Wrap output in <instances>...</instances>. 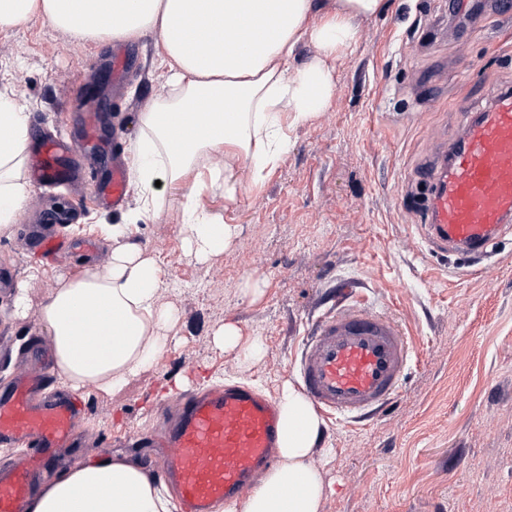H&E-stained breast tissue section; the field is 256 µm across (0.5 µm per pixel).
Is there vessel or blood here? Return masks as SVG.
<instances>
[{"instance_id":"obj_1","label":"vessel or blood","mask_w":512,"mask_h":512,"mask_svg":"<svg viewBox=\"0 0 512 512\" xmlns=\"http://www.w3.org/2000/svg\"><path fill=\"white\" fill-rule=\"evenodd\" d=\"M34 184L89 183L95 198L120 208L127 179L120 165L87 179L67 144L50 139L29 155ZM432 196L422 235L443 254H487L512 231V92H499L469 118L451 144L448 162L433 166ZM35 248L53 258L68 243L50 224L29 227ZM413 347L391 314L342 304L315 322L298 360L302 390L322 414L340 421L389 404L400 392ZM79 399L51 391L46 374L18 377L0 394V446L29 456L0 470V512H29L45 483L46 464L77 444ZM158 469L178 496L181 512H220L277 461L279 407L252 386L231 383L186 397L177 417L160 414Z\"/></svg>"}]
</instances>
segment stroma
<instances>
[{"label": "stroma", "mask_w": 512, "mask_h": 512, "mask_svg": "<svg viewBox=\"0 0 512 512\" xmlns=\"http://www.w3.org/2000/svg\"><path fill=\"white\" fill-rule=\"evenodd\" d=\"M469 2L463 24L448 0H385L382 14L359 20L357 42L334 62L330 104L288 128L273 173L257 185L247 162H235L236 202L219 187L204 197L237 228L216 257L198 260L184 246L172 202L186 186L162 183L158 212L136 223V188L113 210L84 188L31 186L0 235V270L14 274L0 287V391L48 343L39 311L54 289L109 266L113 225H129L130 241L156 259L160 301L177 316V343L122 390L83 391L81 443L49 463L51 477L92 451L148 467L157 412L175 413L190 391L245 382L278 396L344 280L355 299L400 320L415 356L399 396L373 420H325L311 457L327 484L322 512H512V234L474 259L428 251L420 230L431 194L424 171L470 116L512 88V21L496 16L494 0ZM157 52L152 34L94 44L37 17L0 32V87L28 102L36 141L59 134L82 146V114L103 113V148L81 159L87 173L103 174L112 141L126 155L139 138L138 116L163 81ZM42 211L65 214L61 236L93 232L97 255L44 265L23 236ZM227 322L243 340L260 339V361L215 348L212 331Z\"/></svg>", "instance_id": "1"}]
</instances>
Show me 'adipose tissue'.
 <instances>
[{
  "label": "adipose tissue",
  "instance_id": "adipose-tissue-1",
  "mask_svg": "<svg viewBox=\"0 0 512 512\" xmlns=\"http://www.w3.org/2000/svg\"><path fill=\"white\" fill-rule=\"evenodd\" d=\"M384 0H336L333 14L317 16L316 0H0V32L36 17L81 41H134L149 31L161 42L160 92L139 116L140 138L129 157L139 212L157 206L158 178L188 185L177 207L188 249L206 260L223 253L235 228L207 212L202 199L216 184L237 199L232 169L217 156L244 160L254 181L288 150L286 127L323 111L335 93L333 63L358 39V19L381 13ZM309 41L319 51L295 63ZM28 114L0 93V233L10 229L30 185L25 175ZM126 227H112V260L62 281L40 311L52 343L55 379L81 390L122 389L172 342V309L160 303L161 269ZM280 462L229 512H321L325 481L311 455L323 421L302 391L284 384L279 395ZM174 504L145 470L99 456L46 486L30 512H172Z\"/></svg>",
  "mask_w": 512,
  "mask_h": 512
}]
</instances>
